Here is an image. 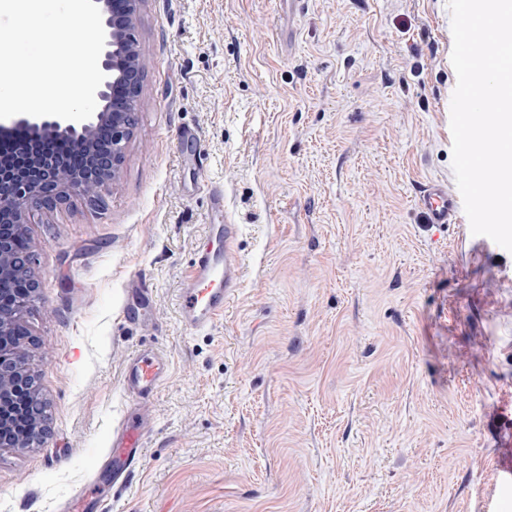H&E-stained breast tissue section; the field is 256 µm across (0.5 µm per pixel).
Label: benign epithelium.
<instances>
[{"instance_id": "7a95c632", "label": "benign epithelium", "mask_w": 512, "mask_h": 512, "mask_svg": "<svg viewBox=\"0 0 512 512\" xmlns=\"http://www.w3.org/2000/svg\"><path fill=\"white\" fill-rule=\"evenodd\" d=\"M95 3L105 32L101 109L84 121L19 114L10 124H0L1 139L21 127L35 136L60 135L76 159L66 165L57 154L47 156L23 143L13 155H0V447L25 450L46 437L45 425L39 422L27 439L13 438L15 424L26 416L23 400L34 398L32 376L18 343L25 334L23 316L37 290L27 235L32 212L54 209L72 193L98 200L119 176L135 124L143 81L141 50L134 36L141 0Z\"/></svg>"}]
</instances>
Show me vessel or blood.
Returning <instances> with one entry per match:
<instances>
[{"label": "vessel or blood", "instance_id": "vessel-or-blood-1", "mask_svg": "<svg viewBox=\"0 0 512 512\" xmlns=\"http://www.w3.org/2000/svg\"><path fill=\"white\" fill-rule=\"evenodd\" d=\"M419 205L435 224H453L458 219L455 195L439 183L428 184L419 196ZM222 247L203 243L194 270L181 292V316L186 327L201 330L211 326L224 311V304L240 288L241 266L236 240L239 227L218 225ZM170 360L159 350H138L128 359L125 368L126 390L140 398L152 396L167 380ZM143 434L141 423L128 418L115 434L116 447L122 448L127 467H135L141 459Z\"/></svg>", "mask_w": 512, "mask_h": 512}]
</instances>
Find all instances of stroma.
<instances>
[{
  "label": "stroma",
  "instance_id": "35a3bbf8",
  "mask_svg": "<svg viewBox=\"0 0 512 512\" xmlns=\"http://www.w3.org/2000/svg\"><path fill=\"white\" fill-rule=\"evenodd\" d=\"M134 35L118 178L27 226L48 435L0 448V512H512V252L417 204L457 189L447 0H142ZM216 187L243 279L191 330ZM148 349L172 370L142 401ZM170 360L160 350H138L128 359L125 368L124 386L139 398L152 396L167 380ZM143 434L141 423L134 417L128 418L115 434L116 448H123L125 465L128 468L135 467L141 459Z\"/></svg>",
  "mask_w": 512,
  "mask_h": 512
}]
</instances>
